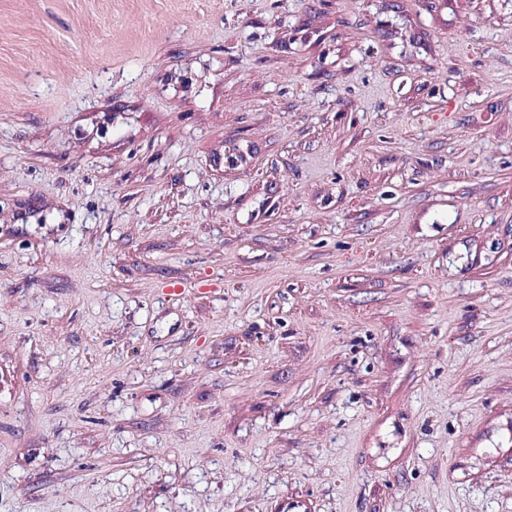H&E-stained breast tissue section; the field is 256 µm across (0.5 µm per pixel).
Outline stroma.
<instances>
[{
    "instance_id": "stroma-1",
    "label": "stroma",
    "mask_w": 512,
    "mask_h": 512,
    "mask_svg": "<svg viewBox=\"0 0 512 512\" xmlns=\"http://www.w3.org/2000/svg\"><path fill=\"white\" fill-rule=\"evenodd\" d=\"M283 499L512 512V0H0V512Z\"/></svg>"
}]
</instances>
